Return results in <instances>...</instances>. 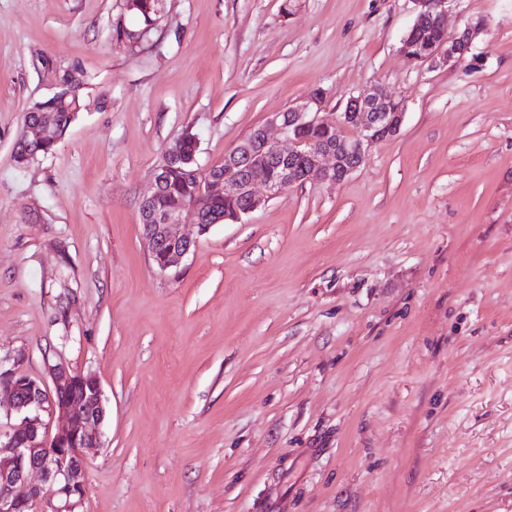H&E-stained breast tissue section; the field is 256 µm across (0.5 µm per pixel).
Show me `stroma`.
<instances>
[{
    "label": "stroma",
    "mask_w": 512,
    "mask_h": 512,
    "mask_svg": "<svg viewBox=\"0 0 512 512\" xmlns=\"http://www.w3.org/2000/svg\"><path fill=\"white\" fill-rule=\"evenodd\" d=\"M414 0H0V368L98 377L84 512H512V0L442 67L399 51ZM82 107L17 168L64 74ZM400 133L160 272L140 203L184 131L223 163L272 113L375 86ZM139 3L135 7V2L132 0H127L126 2L131 6L130 9H126L131 14L135 15L139 22L140 27L134 31H125L126 34V42L125 46L132 49L135 44L140 43L143 40H146L152 31L156 28L154 22H156L160 15L158 14L163 8V0H138ZM27 118L37 119L34 116H28L25 114L24 124L26 123ZM24 134L22 133L17 138L14 146L13 160L18 167L26 166V164H29L31 161H33L37 155L44 156L51 153L56 146H50L49 144L40 146L32 143L28 139L35 143L45 144L49 142L56 143L63 136L60 135L58 131L53 130L48 124L33 119H29L27 121Z\"/></svg>",
    "instance_id": "35a3bbf8"
}]
</instances>
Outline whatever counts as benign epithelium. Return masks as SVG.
<instances>
[{
  "label": "benign epithelium",
  "instance_id": "benign-epithelium-1",
  "mask_svg": "<svg viewBox=\"0 0 512 512\" xmlns=\"http://www.w3.org/2000/svg\"><path fill=\"white\" fill-rule=\"evenodd\" d=\"M415 21L430 18L444 26L448 0H414ZM482 23L416 48L415 29L402 39L399 51L407 58L431 67L462 60L468 53L474 31ZM323 94L310 96L303 104L271 117L279 137H270L265 128L254 129L251 138L224 157V171L203 181L201 192L209 199L244 202L222 217L224 221L240 222L244 217L282 193L295 183L309 180L336 183L352 175L365 162L372 145L382 135H397L403 125L405 106L402 100L377 88L371 94L348 99L344 112L326 120L321 115ZM353 135L337 134L330 145H315L293 137L300 128L334 126L351 127ZM25 137L35 143H56L59 132L49 125L30 119ZM193 150L183 155L180 146L165 150L167 156L180 163L197 162V137H192ZM300 155L304 163L296 166L288 158ZM168 163L154 168L151 191L141 202V219L145 228V244L155 266L166 271L190 253L195 241L176 231L179 224L191 222L198 233H207L211 225L201 223L194 207H161L158 199L169 178ZM52 386L18 374L0 371V397H5L18 422L10 431L0 432V512H83L85 496V450L100 446L96 432L105 417L103 391L93 374H75L61 364L48 366ZM63 420L57 431H51L43 415ZM41 475L43 484L31 482V475Z\"/></svg>",
  "mask_w": 512,
  "mask_h": 512
}]
</instances>
